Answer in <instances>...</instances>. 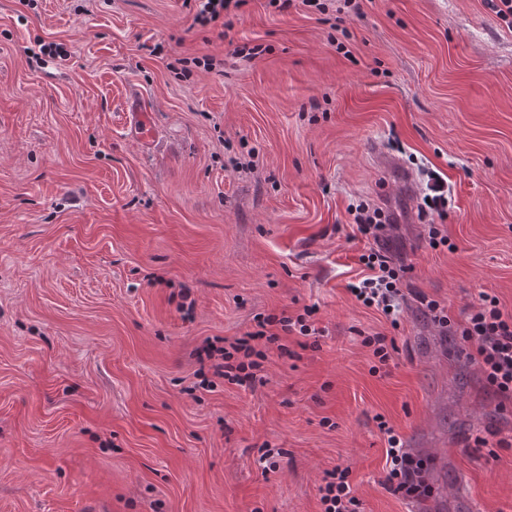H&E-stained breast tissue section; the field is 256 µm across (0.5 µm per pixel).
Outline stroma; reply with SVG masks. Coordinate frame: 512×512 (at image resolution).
<instances>
[{
	"label": "stroma",
	"instance_id": "obj_1",
	"mask_svg": "<svg viewBox=\"0 0 512 512\" xmlns=\"http://www.w3.org/2000/svg\"><path fill=\"white\" fill-rule=\"evenodd\" d=\"M337 7L248 0L224 31L183 0H0V512H321L338 467L359 512H512V401L420 304L512 313V28L487 0ZM361 199L409 267L396 330L347 290ZM307 306L316 343L203 386V347ZM383 422L421 498L389 488Z\"/></svg>",
	"mask_w": 512,
	"mask_h": 512
}]
</instances>
